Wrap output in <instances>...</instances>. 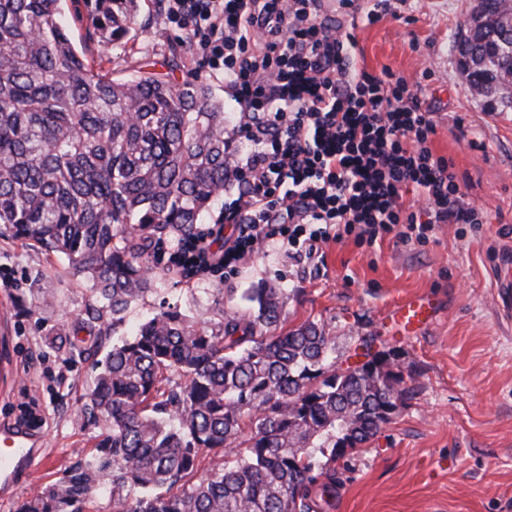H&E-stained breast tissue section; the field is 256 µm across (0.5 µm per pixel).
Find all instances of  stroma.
Returning a JSON list of instances; mask_svg holds the SVG:
<instances>
[{
	"label": "stroma",
	"instance_id": "obj_1",
	"mask_svg": "<svg viewBox=\"0 0 512 512\" xmlns=\"http://www.w3.org/2000/svg\"><path fill=\"white\" fill-rule=\"evenodd\" d=\"M477 0H389L382 19L358 26L357 67L391 69L429 106L430 145L454 163L461 201L484 222L443 224L430 242L394 237L368 247L353 239L323 244L297 263L280 248L240 262L230 275L191 280L159 264L156 291L132 303L120 323L89 319L91 281L67 261L0 238V424L21 423L46 435L51 466L0 497L13 512L44 484L87 460L106 423L90 410L92 365L149 314L170 305L210 320L219 309H244L253 288L285 294L281 322L314 320L338 350L359 337L395 349L410 393L389 423L355 452L334 512H512V316L500 294L512 279V109L476 97L460 70L453 40ZM182 28L167 22L159 0H137L126 35L100 51L113 78L147 64H168L175 84L199 80L224 101L230 126L240 114L224 78L193 59ZM433 295V324L417 333L391 321L402 299Z\"/></svg>",
	"mask_w": 512,
	"mask_h": 512
}]
</instances>
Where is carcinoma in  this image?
Wrapping results in <instances>:
<instances>
[{
    "mask_svg": "<svg viewBox=\"0 0 512 512\" xmlns=\"http://www.w3.org/2000/svg\"><path fill=\"white\" fill-rule=\"evenodd\" d=\"M64 0H0V236L68 261L112 324L155 290L163 246L187 243L224 209L233 176L224 102L169 75L114 79L62 23ZM105 12L125 33L135 0ZM472 82L491 98L512 72L498 32L468 37ZM202 325L159 310L93 365L91 407L109 423L95 453L15 512H332L348 459L391 419L393 350L341 369L322 323L279 327L284 293ZM212 467L198 475L200 464Z\"/></svg>",
    "mask_w": 512,
    "mask_h": 512,
    "instance_id": "carcinoma-1",
    "label": "carcinoma"
}]
</instances>
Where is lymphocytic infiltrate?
Returning a JSON list of instances; mask_svg holds the SVG:
<instances>
[{
    "label": "lymphocytic infiltrate",
    "instance_id": "1",
    "mask_svg": "<svg viewBox=\"0 0 512 512\" xmlns=\"http://www.w3.org/2000/svg\"><path fill=\"white\" fill-rule=\"evenodd\" d=\"M192 55L224 74L242 141L224 221L191 246L233 273L268 245L315 258L321 244L387 236L428 243L438 224H478L451 159L435 154L432 112L408 82L356 68V42L323 0H163Z\"/></svg>",
    "mask_w": 512,
    "mask_h": 512
}]
</instances>
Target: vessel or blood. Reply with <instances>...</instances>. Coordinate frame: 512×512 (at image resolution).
I'll use <instances>...</instances> for the list:
<instances>
[{"instance_id": "1", "label": "vessel or blood", "mask_w": 512, "mask_h": 512, "mask_svg": "<svg viewBox=\"0 0 512 512\" xmlns=\"http://www.w3.org/2000/svg\"><path fill=\"white\" fill-rule=\"evenodd\" d=\"M436 311L432 296L404 300L393 310V318L404 327L419 329L428 325ZM45 435L19 427H0V494L13 495L22 478L31 475L43 460Z\"/></svg>"}]
</instances>
